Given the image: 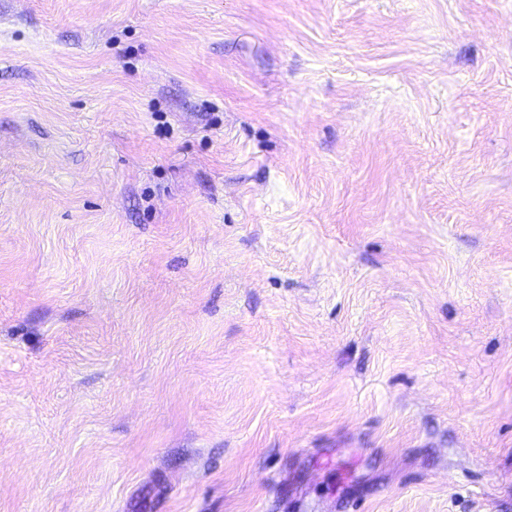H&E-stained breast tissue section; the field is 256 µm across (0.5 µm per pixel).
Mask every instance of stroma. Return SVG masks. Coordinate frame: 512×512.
<instances>
[{"label": "stroma", "instance_id": "35a3bbf8", "mask_svg": "<svg viewBox=\"0 0 512 512\" xmlns=\"http://www.w3.org/2000/svg\"><path fill=\"white\" fill-rule=\"evenodd\" d=\"M0 512H512V0H0Z\"/></svg>", "mask_w": 512, "mask_h": 512}]
</instances>
